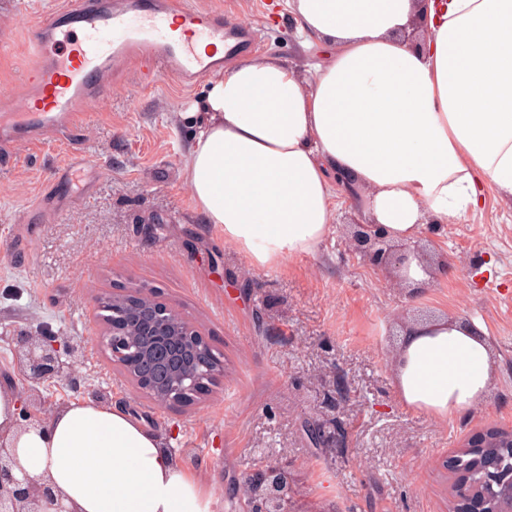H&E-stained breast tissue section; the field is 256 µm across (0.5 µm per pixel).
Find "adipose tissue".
Masks as SVG:
<instances>
[{"label":"adipose tissue","mask_w":512,"mask_h":512,"mask_svg":"<svg viewBox=\"0 0 512 512\" xmlns=\"http://www.w3.org/2000/svg\"><path fill=\"white\" fill-rule=\"evenodd\" d=\"M299 31L332 47L302 78L243 59L178 120L183 178L217 235L257 267L309 253L333 227L340 169L366 191L363 217L398 244L476 210L481 188L512 197V0H288ZM492 379L478 329L408 325L398 391L442 419ZM74 512H213L199 475L120 404L58 409L18 442Z\"/></svg>","instance_id":"ef3b65f1"}]
</instances>
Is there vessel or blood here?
Here are the masks:
<instances>
[{"mask_svg": "<svg viewBox=\"0 0 512 512\" xmlns=\"http://www.w3.org/2000/svg\"><path fill=\"white\" fill-rule=\"evenodd\" d=\"M246 35L225 27L222 11L186 0H61L27 27L29 76L0 129L62 112L77 120V103L105 99L112 73L134 62L153 80L196 81L223 65L218 49L234 50Z\"/></svg>", "mask_w": 512, "mask_h": 512, "instance_id": "vessel-or-blood-1", "label": "vessel or blood"}]
</instances>
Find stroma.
<instances>
[{
	"mask_svg": "<svg viewBox=\"0 0 512 512\" xmlns=\"http://www.w3.org/2000/svg\"><path fill=\"white\" fill-rule=\"evenodd\" d=\"M58 0H0V97L28 67L25 19ZM254 27L261 45L240 58H278L304 76L327 52L296 29L287 0H188ZM207 79L144 81L126 68L112 96L64 118L5 130L0 155V373L10 370L16 328L47 332L80 350L75 383L43 389L51 408L106 394L170 441L176 464L198 474L213 512H253L243 481L276 467L288 512H449L448 461L493 424L512 429V199L485 185L476 213L424 234L447 268L426 287L397 288L355 253L349 200L338 195L335 230L314 251L252 267L192 204L182 177L188 138L176 115ZM95 167L54 189L68 154ZM176 309L224 360L220 385L200 402L157 406L137 396L98 346V299L131 286ZM446 317L480 329L494 381L469 410L437 419L407 408L396 384L406 326ZM317 424L316 442L307 432Z\"/></svg>",
	"mask_w": 512,
	"mask_h": 512,
	"instance_id": "stroma-1",
	"label": "stroma"
}]
</instances>
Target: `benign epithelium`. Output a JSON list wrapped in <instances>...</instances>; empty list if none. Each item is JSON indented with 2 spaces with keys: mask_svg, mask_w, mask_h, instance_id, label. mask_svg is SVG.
<instances>
[{
  "mask_svg": "<svg viewBox=\"0 0 512 512\" xmlns=\"http://www.w3.org/2000/svg\"><path fill=\"white\" fill-rule=\"evenodd\" d=\"M351 225L355 226L350 240L353 250L372 265L389 271L396 283H401L396 271L408 262L411 252L388 243L380 224L353 221ZM119 300L127 306H135L141 301L152 304L161 319L167 312V306L145 288H129L119 295ZM179 338L185 352L193 355L202 348L210 356H215L207 339L186 319L181 322ZM12 343V371L0 380H12L25 390L17 423L22 434L47 426L49 412L41 388L48 382L68 378L70 362L78 356L79 349L56 336L27 330L13 337ZM99 345L112 364L123 368V374L129 379L135 393L157 405H182L186 392L200 385L202 379L218 383L224 377V362L221 359L193 369L183 370L172 366L164 358L166 340L153 319L143 322L140 336H116L106 327L100 333ZM131 348L142 357L160 362L164 367L162 382L137 378L124 369L122 359ZM456 454L472 456L482 477L473 481L469 473L450 469L452 512H512V463H507V460H512V430L487 426L468 438ZM17 469H22L17 448L7 443L6 434L1 433L0 512H72L64 504V496L49 479L31 477L26 473L19 476L15 473ZM262 481L268 494L260 512H288V488L277 470L267 468Z\"/></svg>",
  "mask_w": 512,
  "mask_h": 512,
  "instance_id": "1",
  "label": "benign epithelium"
}]
</instances>
